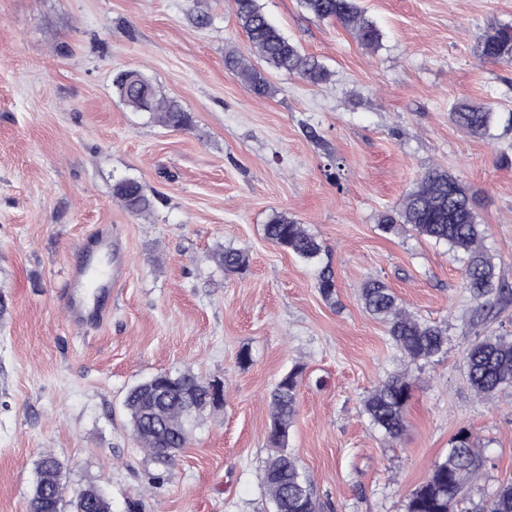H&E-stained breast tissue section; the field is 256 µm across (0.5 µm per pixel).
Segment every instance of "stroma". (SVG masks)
Listing matches in <instances>:
<instances>
[{
	"mask_svg": "<svg viewBox=\"0 0 512 512\" xmlns=\"http://www.w3.org/2000/svg\"><path fill=\"white\" fill-rule=\"evenodd\" d=\"M270 20L332 73L316 87L270 72L272 96L224 68L249 54L232 0H0V512H26L37 461L50 452L74 491L104 488L112 512H272L260 471L271 455L269 394L304 367L288 448L327 512H406L415 489L469 431L486 466L472 503L512 481V389L475 394L462 357L477 332L512 336V305L484 328L462 286L463 255L380 214L427 169L481 198L496 271L512 286V132L471 137L448 119L466 99L512 110V65L480 64L476 45L512 24V0H362L381 32L365 49L299 0H258ZM149 76L193 117L166 128L119 100L116 71ZM153 202L143 215L112 196L120 178ZM305 224L331 262L337 305L312 264L268 242L272 212ZM112 231L126 276L99 326L64 322L63 292L83 246ZM246 250L228 276L214 255ZM387 283L401 305L448 325V350L411 362L369 316L360 288ZM248 362H240V353ZM224 384L171 465L133 439L123 400L160 372ZM412 385L400 440L362 412L388 375Z\"/></svg>",
	"mask_w": 512,
	"mask_h": 512,
	"instance_id": "35a3bbf8",
	"label": "stroma"
}]
</instances>
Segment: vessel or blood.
<instances>
[{
  "label": "vessel or blood",
  "instance_id": "b4317fda",
  "mask_svg": "<svg viewBox=\"0 0 512 512\" xmlns=\"http://www.w3.org/2000/svg\"><path fill=\"white\" fill-rule=\"evenodd\" d=\"M112 253L111 233H101L85 248L81 261L70 273L69 288L65 294L66 315L71 325L104 321L110 312L111 287L119 283L124 270L114 265L100 270L103 256Z\"/></svg>",
  "mask_w": 512,
  "mask_h": 512
}]
</instances>
